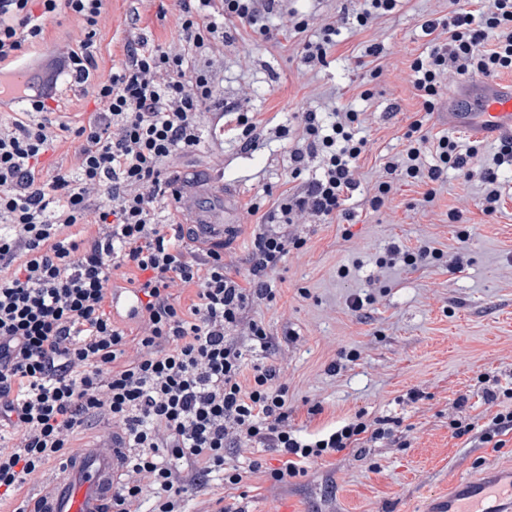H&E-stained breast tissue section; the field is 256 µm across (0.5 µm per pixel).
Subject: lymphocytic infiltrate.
Here are the masks:
<instances>
[{
  "label": "lymphocytic infiltrate",
  "mask_w": 512,
  "mask_h": 512,
  "mask_svg": "<svg viewBox=\"0 0 512 512\" xmlns=\"http://www.w3.org/2000/svg\"><path fill=\"white\" fill-rule=\"evenodd\" d=\"M106 0H0V67L11 68L44 39L48 21L78 30L63 70L90 82L98 107L86 123L53 120L48 93H29L25 110L0 121V503L13 500L45 465L72 452L76 436L110 420L132 452L110 512H185L189 498L216 477L236 486L258 468L227 463L224 451L260 444L274 449L272 481L304 475L309 463L393 436V420L355 414L315 434L288 426V387L276 365L246 366L233 332L245 327L260 347L271 341L249 307L274 301L273 275L302 239L281 232L306 212L346 215L366 151L360 112L296 114L301 146L291 155L298 191L282 195L269 228L255 235L244 281L231 276L223 246L185 245L168 205L173 160L200 146L206 116L223 95L218 58L232 23L277 39L269 20L288 15V0H179L174 34L157 44L139 35L107 79L94 80L97 31ZM442 34L410 64L422 100L406 144L385 164L369 200L384 206L395 179L436 195L448 171H467L473 151L430 142L424 128L449 66L493 79L512 70V0L485 11L462 7L426 20ZM76 145L78 167L44 176L42 158L61 134ZM320 173L306 179L308 160ZM133 304L138 333L128 338L112 314L115 279ZM195 287L181 305L174 291Z\"/></svg>",
  "instance_id": "1"
}]
</instances>
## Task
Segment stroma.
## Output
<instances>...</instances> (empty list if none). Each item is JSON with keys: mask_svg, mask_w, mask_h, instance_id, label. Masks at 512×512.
<instances>
[{"mask_svg": "<svg viewBox=\"0 0 512 512\" xmlns=\"http://www.w3.org/2000/svg\"><path fill=\"white\" fill-rule=\"evenodd\" d=\"M347 0H290L309 26L291 30L286 19L273 26L288 35L262 41L249 27L233 29L224 46V98L240 111L257 113L269 126L289 124L297 112L360 110L365 117L366 153L359 161L358 184L348 203L350 218L325 222L303 216L292 225L305 240L278 267L272 303L253 306L277 347L264 353L247 348L249 364L281 366L288 385V423L305 433L328 428L364 412L367 420L403 421L400 437L350 448L311 463L305 476L276 484L264 473L279 464L270 448L225 449L228 462L262 463L240 487L214 480L190 497L187 512H280L294 504L298 512H427L430 501L447 495L455 476H475L492 465L512 463V432L496 448L478 432L454 435V421L487 422L511 405L487 400L485 374L512 387V165L497 166L502 185L498 210L481 207L479 173L495 166L500 142L474 141L448 126V95L460 74L449 70L426 129L431 139L446 136L460 149L476 147L473 177L449 171L432 202H424L420 183L395 180L385 205L372 210L370 190L385 176L384 165L403 150V135L420 98L410 82V64L427 53L431 39L426 19L447 15L448 0H401L397 9L360 28L344 20ZM138 7L140 33L157 42L173 35L176 0H109L97 31L95 78L107 79L124 56L129 38L126 15ZM328 24L339 34L326 66L309 69L300 47ZM74 27L64 18L49 22L45 39L24 61L25 67L59 66V53L72 43ZM384 47L376 59L382 74L371 78L360 62L366 48ZM57 118L77 126L95 104L75 83L58 82ZM296 136L260 141L242 149L231 135L207 133L196 151L180 156L176 171H203L223 179L232 197L224 260L233 276L243 277L255 233L282 194L292 190L288 160ZM258 213H249L252 202ZM416 248L427 243L441 260L416 269L386 264L392 243ZM463 253L464 266L451 260ZM371 296L363 311L349 301ZM418 400H410V391Z\"/></svg>", "mask_w": 512, "mask_h": 512, "instance_id": "stroma-1", "label": "stroma"}]
</instances>
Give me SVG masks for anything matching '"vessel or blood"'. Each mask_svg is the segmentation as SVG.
<instances>
[{"label":"vessel or blood","instance_id":"obj_1","mask_svg":"<svg viewBox=\"0 0 512 512\" xmlns=\"http://www.w3.org/2000/svg\"><path fill=\"white\" fill-rule=\"evenodd\" d=\"M449 105L448 125L471 137L512 138V81L474 80ZM177 204L185 227L198 245L224 242V187L220 184H176ZM127 442L122 433L101 430L97 440L73 453L53 479L56 491L39 502L40 512H103L119 486ZM435 512H512V465L495 466L477 476L456 479Z\"/></svg>","mask_w":512,"mask_h":512}]
</instances>
